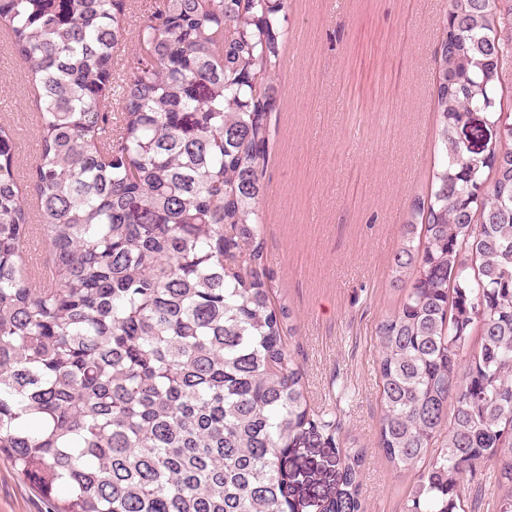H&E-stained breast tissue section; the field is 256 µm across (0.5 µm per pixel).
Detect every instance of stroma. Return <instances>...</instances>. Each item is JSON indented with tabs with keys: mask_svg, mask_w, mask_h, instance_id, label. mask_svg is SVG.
<instances>
[{
	"mask_svg": "<svg viewBox=\"0 0 512 512\" xmlns=\"http://www.w3.org/2000/svg\"><path fill=\"white\" fill-rule=\"evenodd\" d=\"M161 0H127L116 72L139 52L135 34ZM448 0H289L282 22V95L270 120L268 192L259 205L274 292L298 333L286 343L312 407L336 410V446L289 458L288 493L321 512L346 448L366 455L362 512H403L412 490L378 448L375 329L398 309L389 264L412 198L435 161L433 50ZM0 125L21 174L39 137L33 92L0 38ZM50 505L0 453V512Z\"/></svg>",
	"mask_w": 512,
	"mask_h": 512,
	"instance_id": "obj_1",
	"label": "stroma"
}]
</instances>
